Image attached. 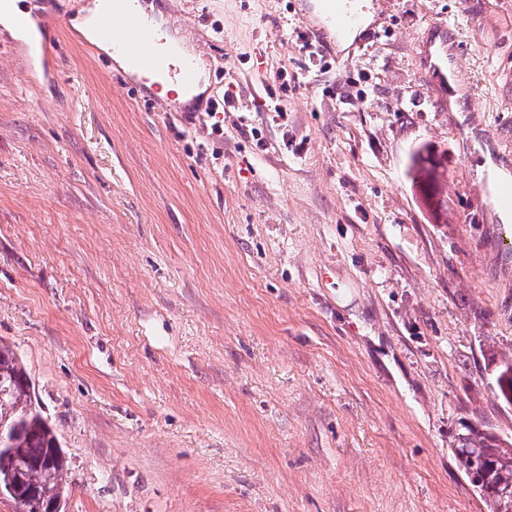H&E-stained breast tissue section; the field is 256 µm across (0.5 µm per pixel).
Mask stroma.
<instances>
[{
  "mask_svg": "<svg viewBox=\"0 0 512 512\" xmlns=\"http://www.w3.org/2000/svg\"><path fill=\"white\" fill-rule=\"evenodd\" d=\"M24 2L59 25L0 28V341L68 512H487L452 449L512 438V0H362L348 39L153 0L207 72L187 112L74 37L87 0Z\"/></svg>",
  "mask_w": 512,
  "mask_h": 512,
  "instance_id": "1",
  "label": "stroma"
}]
</instances>
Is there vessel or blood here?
Wrapping results in <instances>:
<instances>
[{"label":"vessel or blood","mask_w":512,"mask_h":512,"mask_svg":"<svg viewBox=\"0 0 512 512\" xmlns=\"http://www.w3.org/2000/svg\"><path fill=\"white\" fill-rule=\"evenodd\" d=\"M140 0H109L97 26V40L110 53L119 54L135 65L154 68L183 87L195 81L197 64L173 61L162 29L139 9ZM357 0H316L319 18L339 35H347L360 22Z\"/></svg>","instance_id":"b4317fda"}]
</instances>
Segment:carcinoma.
<instances>
[{
    "label": "carcinoma",
    "instance_id": "cac0c4a2",
    "mask_svg": "<svg viewBox=\"0 0 512 512\" xmlns=\"http://www.w3.org/2000/svg\"><path fill=\"white\" fill-rule=\"evenodd\" d=\"M29 373L17 352L0 344V418L20 426L24 442L17 453L18 463L27 470V483L48 498H66L69 486V461L52 459L58 447L54 426L41 411L30 410L32 399L28 392ZM495 382L498 396L512 405V362L500 364ZM454 455L459 469L466 477L481 464L490 465V481L502 488H512V441L493 432L471 427L458 435Z\"/></svg>",
    "mask_w": 512,
    "mask_h": 512
}]
</instances>
